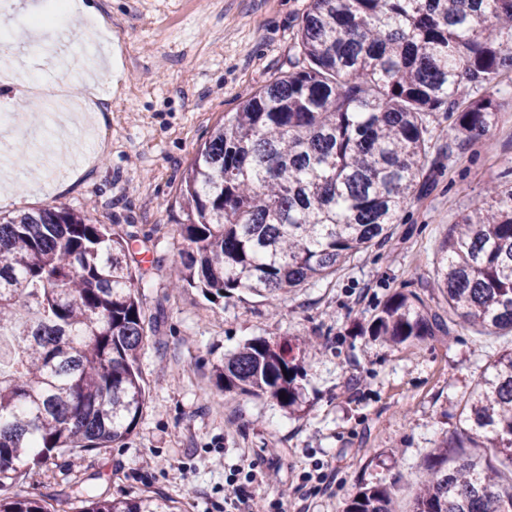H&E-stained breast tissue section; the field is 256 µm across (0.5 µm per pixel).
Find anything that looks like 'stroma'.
Instances as JSON below:
<instances>
[{
  "instance_id": "35a3bbf8",
  "label": "stroma",
  "mask_w": 512,
  "mask_h": 512,
  "mask_svg": "<svg viewBox=\"0 0 512 512\" xmlns=\"http://www.w3.org/2000/svg\"><path fill=\"white\" fill-rule=\"evenodd\" d=\"M310 0H96L109 25L112 76L98 87L99 113L86 112L56 174L31 160L46 123L8 107L16 133L0 177V216L64 205L118 234L137 235L139 297L159 323L139 360L146 405L122 446L56 458L22 477L25 494L61 499L74 487L106 498L162 494L186 512H215L228 476L243 461L274 468L275 479L245 484L253 512L281 492L310 498V512H341L357 491L395 485L411 512L430 453L459 430L463 396L512 348V332L463 328L434 289L439 247L450 224L480 205L512 162V79L494 88L499 104L485 142L470 143L451 122L434 130L436 164L418 202L379 245L336 277L265 298L247 292L217 305L193 288L174 289L184 216V172L208 131L240 102L288 71L293 35ZM28 0H0L16 26L0 45L24 56L37 84L54 73L28 38ZM413 291L450 333L401 347L359 333L394 291ZM310 338L301 356L304 402L289 413L270 398L227 394L212 365L246 340ZM336 481L316 494L317 477Z\"/></svg>"
}]
</instances>
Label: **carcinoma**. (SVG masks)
Instances as JSON below:
<instances>
[{
	"label": "carcinoma",
	"mask_w": 512,
	"mask_h": 512,
	"mask_svg": "<svg viewBox=\"0 0 512 512\" xmlns=\"http://www.w3.org/2000/svg\"><path fill=\"white\" fill-rule=\"evenodd\" d=\"M296 45L292 70L216 125L186 170L187 248L172 287L216 301L288 294L384 240L424 185L431 124L451 119L473 140L494 124L489 89L512 73V0H311ZM511 174L510 165L440 246L434 287L462 327L512 330ZM131 249L64 206L0 218V334L16 345L11 369L0 368V512H57L7 491L63 449L92 452L133 434L153 318ZM444 329L419 295L396 291L360 333L399 346ZM298 349L252 338L216 364L217 386L295 412ZM490 368L464 400L463 428L430 455L413 512H512V485L482 458L453 453L467 442L512 461V350ZM393 498L372 485L342 512H393ZM81 503V512H178L157 493Z\"/></svg>",
	"instance_id": "1"
}]
</instances>
